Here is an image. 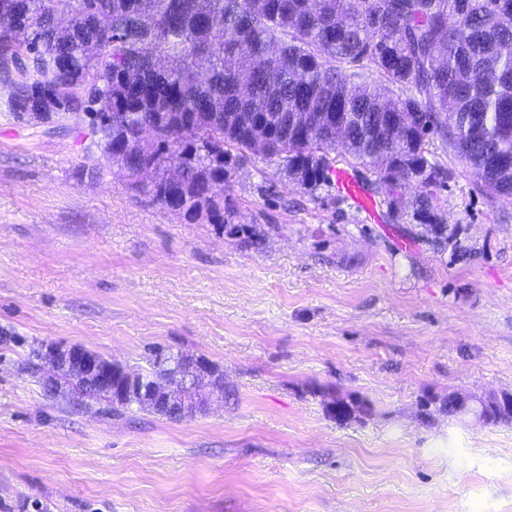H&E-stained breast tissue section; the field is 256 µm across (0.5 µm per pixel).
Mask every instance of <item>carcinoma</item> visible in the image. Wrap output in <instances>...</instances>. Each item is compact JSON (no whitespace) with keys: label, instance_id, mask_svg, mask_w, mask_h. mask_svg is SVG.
<instances>
[{"label":"carcinoma","instance_id":"1","mask_svg":"<svg viewBox=\"0 0 512 512\" xmlns=\"http://www.w3.org/2000/svg\"><path fill=\"white\" fill-rule=\"evenodd\" d=\"M512 0H0V64L30 55L9 82L8 111L40 123L88 119L103 155L162 207L224 226L239 161L262 154L309 191L331 183L336 157L369 167L436 222L445 171L433 139L474 167L484 190L512 198ZM367 70L371 82L351 78ZM179 156L169 174V155ZM126 393L70 374L64 394L120 417L142 387L177 382L178 358L154 351L130 369L97 356ZM44 355L19 370L41 378Z\"/></svg>","mask_w":512,"mask_h":512}]
</instances>
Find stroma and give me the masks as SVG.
<instances>
[{"mask_svg": "<svg viewBox=\"0 0 512 512\" xmlns=\"http://www.w3.org/2000/svg\"><path fill=\"white\" fill-rule=\"evenodd\" d=\"M0 88V512H512V421L448 399L512 396V200L432 141L437 221L375 173L377 219L255 154L235 208L190 223L124 169L83 175L87 120L12 118ZM46 344L131 368L160 347L224 372L172 422L45 400L17 363Z\"/></svg>", "mask_w": 512, "mask_h": 512, "instance_id": "obj_1", "label": "stroma"}]
</instances>
